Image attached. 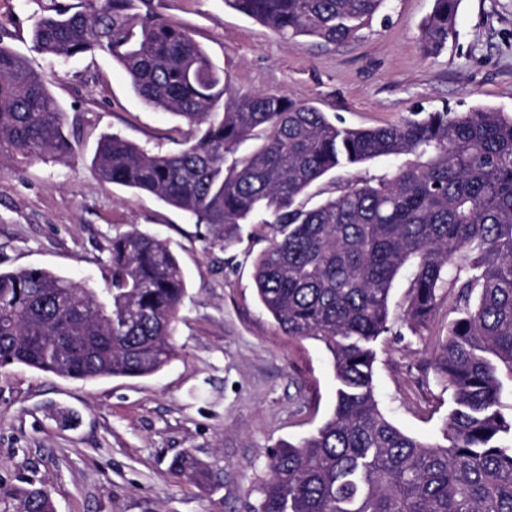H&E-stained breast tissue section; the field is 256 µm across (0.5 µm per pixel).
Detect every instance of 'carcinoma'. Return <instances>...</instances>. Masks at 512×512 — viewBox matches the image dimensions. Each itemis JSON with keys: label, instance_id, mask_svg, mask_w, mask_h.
I'll return each instance as SVG.
<instances>
[{"label": "carcinoma", "instance_id": "carcinoma-1", "mask_svg": "<svg viewBox=\"0 0 512 512\" xmlns=\"http://www.w3.org/2000/svg\"><path fill=\"white\" fill-rule=\"evenodd\" d=\"M459 0H435L428 54L456 36ZM147 0H72L33 18L32 48L54 60L105 55L149 106L199 129L159 154L118 134L92 166L106 184L156 195L229 245L260 217L270 242L255 264L260 303L286 335L321 343L338 384L330 418L269 457L249 512H512V117L489 108L415 112L377 128L336 125L282 93L227 96L224 75L187 28ZM297 44L360 37L388 0H224ZM65 113L45 80L0 42V167L20 156L69 159ZM248 140L260 145L239 154ZM387 160L370 180L345 171ZM337 173L336 194L299 197ZM110 302L86 283L42 268L0 270V368L22 364L93 381L148 376L175 356L186 296L169 248L137 230L109 243ZM414 267L406 321L426 327L441 291L456 314L436 351L453 391L444 442L396 427L379 409L373 344L390 330L389 297ZM173 473L210 469L185 455ZM0 512H54L44 486L0 480Z\"/></svg>", "mask_w": 512, "mask_h": 512}]
</instances>
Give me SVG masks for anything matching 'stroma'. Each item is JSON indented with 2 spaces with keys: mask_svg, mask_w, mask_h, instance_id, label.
<instances>
[{
  "mask_svg": "<svg viewBox=\"0 0 512 512\" xmlns=\"http://www.w3.org/2000/svg\"><path fill=\"white\" fill-rule=\"evenodd\" d=\"M52 0H0V42L44 75L77 128L68 163L0 169V269H49L108 301L109 242L138 229L164 241L186 276L175 357L146 377L83 382L22 365L0 368V480L44 485L55 512H247L268 475V451L314 433L336 404L327 352L284 335L259 303L254 266L269 240L242 225L233 244L155 195L101 182L90 159L101 134L171 153L194 138L180 117L147 107L104 55L51 61L33 50V17ZM434 0H390L360 40L293 45L224 0H152L188 27L235 91L280 92L336 124L374 128L412 112L491 107L512 115V0H460L457 35L424 55ZM411 268L389 300L392 329L375 344L379 404L405 433L439 442L452 393L432 361L452 319L440 300L427 330L403 317ZM209 464L214 483L174 478L173 458Z\"/></svg>",
  "mask_w": 512,
  "mask_h": 512,
  "instance_id": "stroma-1",
  "label": "stroma"
}]
</instances>
